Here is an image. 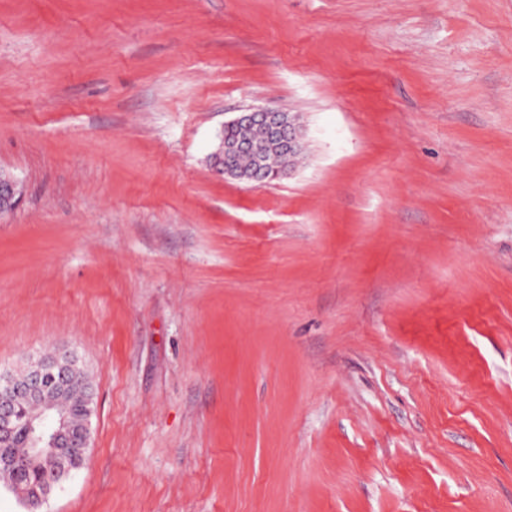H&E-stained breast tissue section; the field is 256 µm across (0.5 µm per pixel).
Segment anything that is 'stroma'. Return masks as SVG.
<instances>
[{"label":"stroma","instance_id":"stroma-1","mask_svg":"<svg viewBox=\"0 0 512 512\" xmlns=\"http://www.w3.org/2000/svg\"><path fill=\"white\" fill-rule=\"evenodd\" d=\"M0 173V368L95 393L41 512H512V0H0ZM256 128L263 131V141L253 137L252 132ZM221 136L220 148L210 157L211 167L224 177L259 184L268 183L285 173V170L268 162V145L298 155L304 144L299 116L272 108H249L239 112L224 124ZM242 155H250L253 159L247 170L238 166V158Z\"/></svg>","mask_w":512,"mask_h":512}]
</instances>
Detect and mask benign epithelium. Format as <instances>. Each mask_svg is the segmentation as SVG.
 <instances>
[{"mask_svg":"<svg viewBox=\"0 0 512 512\" xmlns=\"http://www.w3.org/2000/svg\"><path fill=\"white\" fill-rule=\"evenodd\" d=\"M303 126L296 114L272 108H249L224 124L222 144L210 157L211 167L220 175L235 180L264 184L275 180L285 170L272 166L266 158L269 145L290 154L303 150ZM249 155L252 166H238V158ZM78 367L76 355L65 348L29 362L17 372H0V442H8L17 425H23L28 438V455L41 459L52 478L36 489L15 482L23 461L7 452L0 453V475L12 480L11 488L21 500L37 512L61 484V479L80 468L86 461L90 441L94 391H89L86 415L79 423L61 407L74 392L70 376ZM25 395L34 409L19 412L14 397Z\"/></svg>","mask_w":512,"mask_h":512,"instance_id":"benign-epithelium-1","label":"benign epithelium"}]
</instances>
